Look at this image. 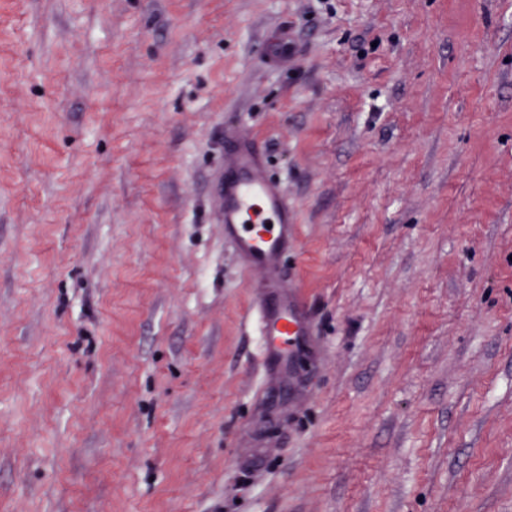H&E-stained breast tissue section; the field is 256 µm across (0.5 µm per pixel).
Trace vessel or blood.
<instances>
[{
  "mask_svg": "<svg viewBox=\"0 0 512 512\" xmlns=\"http://www.w3.org/2000/svg\"><path fill=\"white\" fill-rule=\"evenodd\" d=\"M224 237L258 277L255 323L263 353L287 356L286 345L300 335L301 322L281 277V256L295 230V215L278 183L268 178L261 156L240 136L224 158Z\"/></svg>",
  "mask_w": 512,
  "mask_h": 512,
  "instance_id": "obj_1",
  "label": "vessel or blood"
}]
</instances>
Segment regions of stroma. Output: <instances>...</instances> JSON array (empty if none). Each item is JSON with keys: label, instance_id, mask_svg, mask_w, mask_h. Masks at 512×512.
<instances>
[{"label": "stroma", "instance_id": "obj_1", "mask_svg": "<svg viewBox=\"0 0 512 512\" xmlns=\"http://www.w3.org/2000/svg\"><path fill=\"white\" fill-rule=\"evenodd\" d=\"M0 512H512V0H0ZM223 198L224 238L246 267L259 274L252 288L261 298L255 323L262 352L268 356L272 351L288 362V341L300 335L301 322L288 300L280 262L294 235L295 215L278 183L266 176L247 136H240L224 157Z\"/></svg>", "mask_w": 512, "mask_h": 512}]
</instances>
